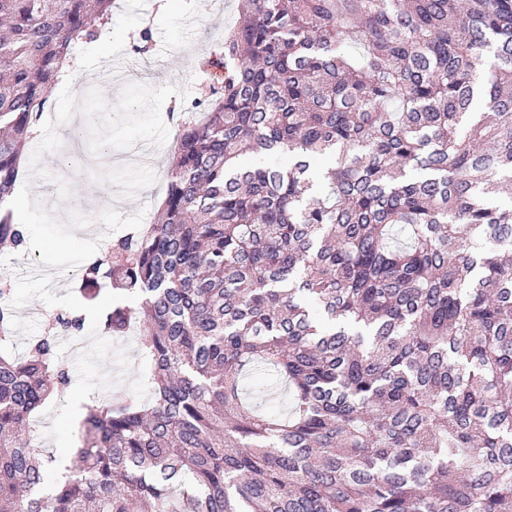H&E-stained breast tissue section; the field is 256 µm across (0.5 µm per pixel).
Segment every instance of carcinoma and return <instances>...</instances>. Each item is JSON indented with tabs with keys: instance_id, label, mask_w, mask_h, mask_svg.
Returning <instances> with one entry per match:
<instances>
[{
	"instance_id": "carcinoma-1",
	"label": "carcinoma",
	"mask_w": 512,
	"mask_h": 512,
	"mask_svg": "<svg viewBox=\"0 0 512 512\" xmlns=\"http://www.w3.org/2000/svg\"><path fill=\"white\" fill-rule=\"evenodd\" d=\"M115 0H0V205L49 90ZM155 224L81 266L135 295L149 399L88 408L72 475L33 415L85 314L13 353L0 275V512H512V0H239ZM481 99L485 111L474 110ZM27 229L0 208V254ZM274 372L288 417L241 381Z\"/></svg>"
}]
</instances>
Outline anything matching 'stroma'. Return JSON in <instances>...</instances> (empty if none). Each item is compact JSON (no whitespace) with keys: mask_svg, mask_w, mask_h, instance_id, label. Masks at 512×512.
<instances>
[{"mask_svg":"<svg viewBox=\"0 0 512 512\" xmlns=\"http://www.w3.org/2000/svg\"><path fill=\"white\" fill-rule=\"evenodd\" d=\"M209 0H182L177 13L170 16H154L151 25L153 50L142 56L136 54L133 37L140 30V22L146 15H154V0H117L118 7L112 16V39L102 42L99 53L90 54L79 50L72 73V91L76 100H83L89 91H100L109 104H116L120 88L100 83L98 74L107 69L111 60L120 58L132 65H148L149 70L142 82L157 88L174 84L186 89V98L170 97L161 110L162 118L170 135L178 133V119L172 114L183 101L206 99L212 84L210 61L218 55L224 43V31L236 23L237 0H223L220 7L209 8ZM86 121L83 116L72 117L58 125L57 131L63 144H78L68 170H61L57 153L41 157L40 165L45 177L33 178L30 195L37 203L45 204L49 214L61 223H68L71 212L76 211V197L84 196L99 201L118 197L119 205L101 214L91 237L98 240L106 232L121 233L137 224L154 223L166 191L167 171L174 147L165 143L162 147H150L151 161H127L111 169L101 167L97 155L88 143ZM52 307L34 300L15 313L16 345L14 352L26 353L31 337L41 335ZM116 347L125 349L129 363L121 365L115 357H107L100 364V379L110 381L113 391L138 392L147 397L140 372L144 367L139 358L138 340L129 335L115 339Z\"/></svg>","mask_w":512,"mask_h":512,"instance_id":"35a3bbf8","label":"stroma"}]
</instances>
